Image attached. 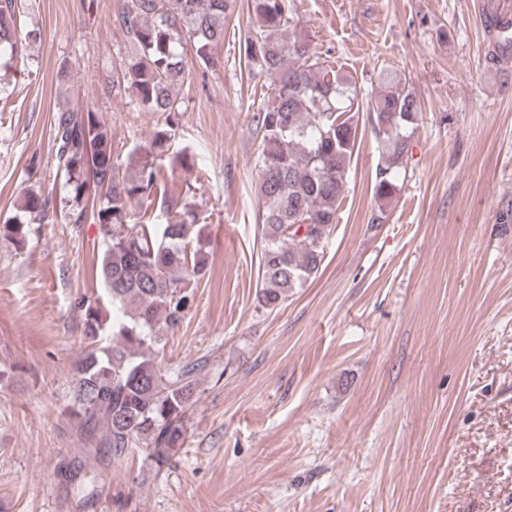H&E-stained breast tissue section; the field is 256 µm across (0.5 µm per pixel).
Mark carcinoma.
I'll list each match as a JSON object with an SVG mask.
<instances>
[{"label":"carcinoma","instance_id":"obj_1","mask_svg":"<svg viewBox=\"0 0 512 512\" xmlns=\"http://www.w3.org/2000/svg\"><path fill=\"white\" fill-rule=\"evenodd\" d=\"M234 0H121L115 20L133 48L107 87L164 121L126 160L114 153L112 126L91 108L60 107L51 138L57 172L68 196L61 212L69 224L101 226L105 249L96 266L112 308L123 320L108 323L102 303L84 312L91 342L105 346L76 362L70 412L87 452L110 448L121 456L140 450L157 466L183 447L187 412L203 366L170 377L157 357L159 331L172 329L192 301L189 285L209 267L201 240L196 187L168 189L157 158L169 150L179 125L176 87L193 71L223 64L224 21ZM253 26L244 36L247 66L272 86L254 114L260 135L256 192L261 259L257 301L280 309L314 278L344 199L349 164L358 144L354 77L320 61L310 36L298 28L287 0H247ZM16 0H0V69L24 64L30 41ZM380 156L374 195L389 200L404 166L410 137L422 119L416 94L386 74L367 113ZM50 196L29 192L19 214L0 225V237L23 246L31 225L49 217Z\"/></svg>","mask_w":512,"mask_h":512}]
</instances>
